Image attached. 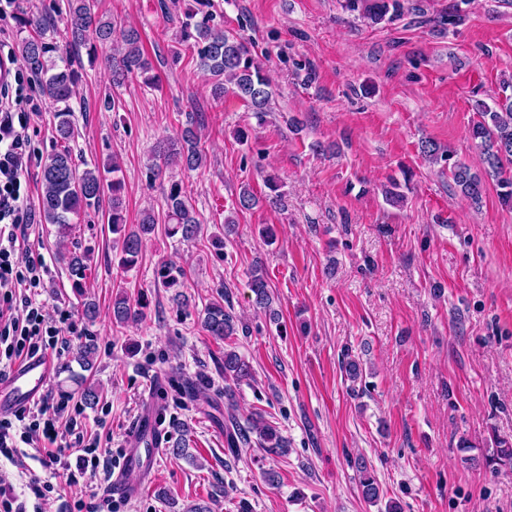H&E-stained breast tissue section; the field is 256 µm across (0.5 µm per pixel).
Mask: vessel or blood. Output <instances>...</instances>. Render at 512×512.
Returning <instances> with one entry per match:
<instances>
[{"instance_id":"obj_1","label":"vessel or blood","mask_w":512,"mask_h":512,"mask_svg":"<svg viewBox=\"0 0 512 512\" xmlns=\"http://www.w3.org/2000/svg\"><path fill=\"white\" fill-rule=\"evenodd\" d=\"M56 370V363L46 355L25 357L0 378V417L12 415L35 403L43 395ZM157 423L154 416L140 418L129 437V449L120 471L112 475L113 492L131 495L125 473L152 466L156 457Z\"/></svg>"}]
</instances>
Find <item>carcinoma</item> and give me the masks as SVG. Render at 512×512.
I'll use <instances>...</instances> for the list:
<instances>
[{"mask_svg":"<svg viewBox=\"0 0 512 512\" xmlns=\"http://www.w3.org/2000/svg\"><path fill=\"white\" fill-rule=\"evenodd\" d=\"M99 0H66L64 31L67 44L86 46L97 51V45L112 41L117 33L112 21L98 12ZM345 8L358 11L364 17L381 21L388 16H396L403 5L400 0H345ZM23 28H31L32 34L18 42L21 57L29 71L41 79V90L56 105L55 138L60 148L49 154L42 170L41 211L47 224L57 226L59 243L72 237L75 218L99 204L104 195H109L111 213L109 224L112 234L120 246V264L125 268L134 266L142 253L147 236L154 233L156 218L148 213L140 223L128 225L126 222L123 180L118 176L121 166L112 161V179H107L100 168L81 169L75 163L70 143L74 137L72 108L70 101L78 79L70 57L52 56L57 46L55 36L58 29L44 19L23 18ZM120 56L112 58V81L120 85L135 76L148 84L157 81L153 66L141 45V38L133 29L120 32ZM182 41H193L199 68L212 79L211 91L214 99L224 98L225 86L235 87V93L246 101L256 112L267 111L272 92L270 81L260 63L252 55L246 42L229 31L215 27L210 20H194V14H186L181 27ZM479 120L470 128V139L480 152L485 164L484 172L477 173L464 162L457 161L451 169L454 184L459 192L472 203H480L485 179L496 180L501 202L512 206V175L507 167L512 165V96L489 107L477 104ZM180 147L170 144L158 153L160 164L175 161L190 169L199 168L205 160L199 143L197 130L190 126L183 129L179 139ZM166 232L170 236L180 235L192 240L200 233V220L189 201L184 187L173 182L165 196ZM68 278L74 292L83 298V315L89 321L98 316L97 304L84 292L88 274L91 271L90 257L80 250L76 243L60 252ZM185 277L183 270L171 265H162L158 270V282L165 288L180 285ZM255 304L263 309L270 307L272 296L265 273L255 268L250 273V283ZM141 315V310L133 306L128 296L121 294L112 302V318L123 325ZM203 329L216 339L223 340L236 335V317L224 309V304L213 300L205 305L201 316ZM98 347L92 338H84L77 343L75 359L82 368L94 367ZM251 377V368L235 351H224V438L228 450L236 455L242 448L257 443L269 454L282 457L288 454V441L280 435L275 426L261 418H251L241 423L235 412V392L233 384ZM487 467H512V442L504 439L496 441L492 455L485 458ZM359 486L363 498L372 504L380 501V486L371 465L363 458L355 463Z\"/></svg>","mask_w":512,"mask_h":512,"instance_id":"1","label":"carcinoma"}]
</instances>
